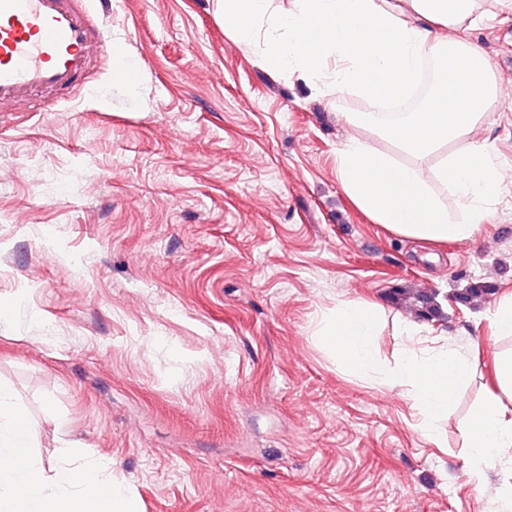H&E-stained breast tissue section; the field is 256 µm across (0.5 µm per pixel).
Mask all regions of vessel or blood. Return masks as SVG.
<instances>
[{
    "instance_id": "obj_1",
    "label": "vessel or blood",
    "mask_w": 512,
    "mask_h": 512,
    "mask_svg": "<svg viewBox=\"0 0 512 512\" xmlns=\"http://www.w3.org/2000/svg\"><path fill=\"white\" fill-rule=\"evenodd\" d=\"M87 0H0V103L72 88L100 32Z\"/></svg>"
}]
</instances>
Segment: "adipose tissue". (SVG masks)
Instances as JSON below:
<instances>
[{"label":"adipose tissue","mask_w":512,"mask_h":512,"mask_svg":"<svg viewBox=\"0 0 512 512\" xmlns=\"http://www.w3.org/2000/svg\"><path fill=\"white\" fill-rule=\"evenodd\" d=\"M512 14V0H224V16L242 45L269 38L264 66L337 89L352 87L377 100L408 90L422 65L447 57L421 104L393 122L373 112L343 118L369 137L349 138L339 150L342 188L376 223L419 244L466 243L488 223L498 198L499 169L479 133L500 89L484 52L464 38L488 14ZM441 28L455 38L438 37ZM338 63L326 68L328 59ZM388 150L378 149L375 139ZM438 168H430L434 157ZM449 187L437 195L433 183ZM496 388L462 422L468 474L482 482L492 464L512 463V350L495 358ZM108 460L58 469L44 482L30 449L0 452V512H138L126 490L112 482Z\"/></svg>","instance_id":"1"}]
</instances>
